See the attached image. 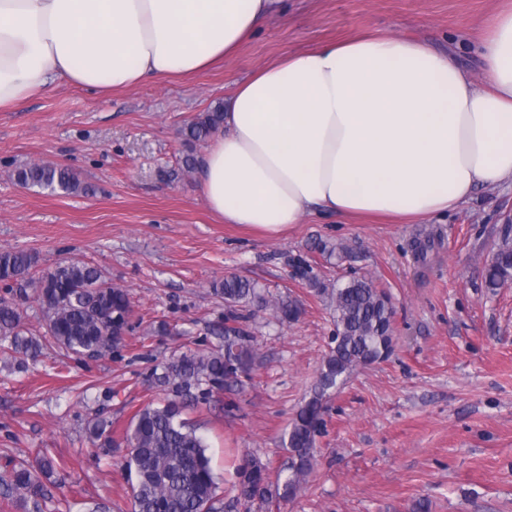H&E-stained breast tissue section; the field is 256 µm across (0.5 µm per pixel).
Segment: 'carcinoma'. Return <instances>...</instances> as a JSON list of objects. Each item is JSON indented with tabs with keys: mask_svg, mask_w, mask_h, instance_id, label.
I'll use <instances>...</instances> for the list:
<instances>
[{
	"mask_svg": "<svg viewBox=\"0 0 512 512\" xmlns=\"http://www.w3.org/2000/svg\"><path fill=\"white\" fill-rule=\"evenodd\" d=\"M224 124V109L203 112L183 130L191 147L205 142ZM22 186L51 192L87 194L93 188L68 167L31 164L15 173ZM35 255L24 251L0 252V336L17 367L41 353L47 337L77 356L102 358L125 346L132 331L133 305L128 291L103 279L88 263H58L32 276ZM295 275L312 285L329 301L334 321L331 347L324 357L307 400L300 406L284 434L287 466L271 476L257 458L246 459L236 469L237 495L233 502L264 505L272 498L293 499L317 465L316 437L324 427L327 403L359 368L389 358L393 351V304L390 295L366 276L343 283L320 280L305 259L293 260ZM512 280V229H505L486 269V287L494 290ZM224 297V344L218 349L189 350L172 358L152 383L166 397L156 405L140 407L128 425L117 431L111 420L98 417L87 426L92 446L112 452L116 440L127 446L125 467L129 473L132 512H224L218 484L207 454L208 444L185 418L186 410L209 405L214 389L231 390L243 385L256 354V337L248 330L249 319L267 312L278 322L291 323L298 304L275 296L255 282L226 275L213 285ZM36 300L42 311L43 333L35 334L24 322V304ZM253 307L248 315L239 307ZM63 476L64 467L50 457L33 464L12 465L0 475V500L18 503L24 512H48L53 495L47 482Z\"/></svg>",
	"mask_w": 512,
	"mask_h": 512,
	"instance_id": "cac0c4a2",
	"label": "carcinoma"
}]
</instances>
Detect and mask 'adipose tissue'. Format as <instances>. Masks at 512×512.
Returning a JSON list of instances; mask_svg holds the SVG:
<instances>
[{
  "label": "adipose tissue",
  "mask_w": 512,
  "mask_h": 512,
  "mask_svg": "<svg viewBox=\"0 0 512 512\" xmlns=\"http://www.w3.org/2000/svg\"><path fill=\"white\" fill-rule=\"evenodd\" d=\"M284 0H0V109L66 82L118 90L234 55ZM473 81L452 54L361 34L283 56L235 85L201 156L224 224L270 234L306 215L423 221L512 181V7Z\"/></svg>",
  "instance_id": "adipose-tissue-1"
}]
</instances>
